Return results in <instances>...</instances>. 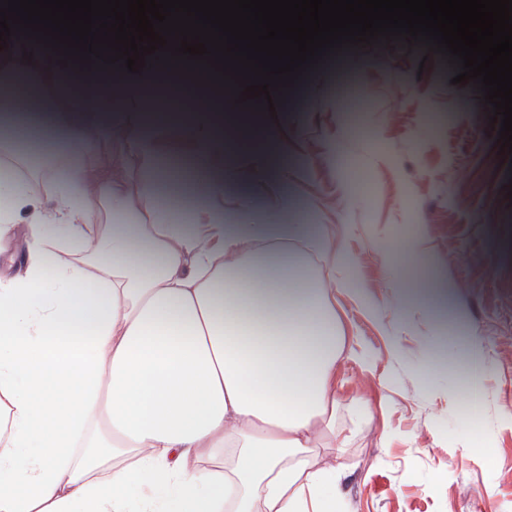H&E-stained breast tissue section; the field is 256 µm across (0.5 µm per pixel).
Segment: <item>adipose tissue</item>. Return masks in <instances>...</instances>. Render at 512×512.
Wrapping results in <instances>:
<instances>
[{
    "label": "adipose tissue",
    "mask_w": 512,
    "mask_h": 512,
    "mask_svg": "<svg viewBox=\"0 0 512 512\" xmlns=\"http://www.w3.org/2000/svg\"><path fill=\"white\" fill-rule=\"evenodd\" d=\"M16 35L0 49V98L33 85L45 137L69 150L31 168L0 152V512H336V471L315 461L339 448L336 366L346 331L328 305L336 268L353 262L320 229L225 218L224 157L238 180L264 181L266 153L236 114L160 110L157 65L60 64ZM176 74L232 102L238 86L182 61ZM107 133L123 148L99 150ZM193 143L210 161L194 221L160 202L172 160ZM23 225L14 262L10 239ZM324 252L312 273L289 238Z\"/></svg>",
    "instance_id": "1"
}]
</instances>
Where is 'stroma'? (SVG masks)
<instances>
[{
  "mask_svg": "<svg viewBox=\"0 0 512 512\" xmlns=\"http://www.w3.org/2000/svg\"><path fill=\"white\" fill-rule=\"evenodd\" d=\"M428 53L383 38L343 49L372 90L356 115L330 95L322 62L232 106L261 113L258 147L290 150L259 184L233 179L239 157L225 158V212L264 222L287 189L293 219L322 225L354 259L328 299L348 331L336 416L347 446L321 451L340 471V512H512V155L476 84ZM425 273L454 287L429 308L403 293Z\"/></svg>",
  "mask_w": 512,
  "mask_h": 512,
  "instance_id": "1",
  "label": "stroma"
}]
</instances>
